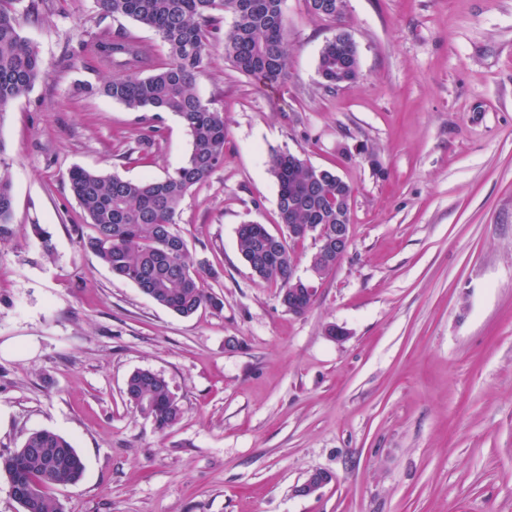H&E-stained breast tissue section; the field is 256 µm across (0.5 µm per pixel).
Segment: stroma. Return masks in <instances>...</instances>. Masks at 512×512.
Returning <instances> with one entry per match:
<instances>
[{
    "instance_id": "obj_1",
    "label": "stroma",
    "mask_w": 512,
    "mask_h": 512,
    "mask_svg": "<svg viewBox=\"0 0 512 512\" xmlns=\"http://www.w3.org/2000/svg\"><path fill=\"white\" fill-rule=\"evenodd\" d=\"M284 10L279 85L237 72L220 46L198 79L224 110V165L176 229L218 271L205 286L224 307L182 317L82 250L67 179L76 166L160 178L185 162L174 114L77 91L108 76L79 51L100 30L165 47L97 0H16L47 76L0 117L15 228L0 243V454L36 430L70 440L85 472L54 490L65 512H512V0H347L338 22L304 0ZM340 30L360 71L328 89L319 55ZM276 151L352 187L339 264L314 277V241L294 247L316 290L300 314L237 247L239 225L281 229ZM139 369L184 410L166 433L123 394ZM317 470L331 482L296 495Z\"/></svg>"
}]
</instances>
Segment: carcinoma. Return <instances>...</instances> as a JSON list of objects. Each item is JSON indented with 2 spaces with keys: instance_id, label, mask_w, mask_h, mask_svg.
I'll return each instance as SVG.
<instances>
[{
  "instance_id": "carcinoma-1",
  "label": "carcinoma",
  "mask_w": 512,
  "mask_h": 512,
  "mask_svg": "<svg viewBox=\"0 0 512 512\" xmlns=\"http://www.w3.org/2000/svg\"><path fill=\"white\" fill-rule=\"evenodd\" d=\"M314 2L309 13L337 20L346 0ZM0 0V119L5 108L45 77L35 44L22 36L10 8ZM101 10L131 19L155 32L167 50L164 61L142 43L102 30L81 42L83 53L110 71L97 87L83 91L107 97L132 111L169 112L178 116L191 137L182 166L160 179L129 180L115 174L76 167L69 172L71 192L79 201L89 232L82 248L93 253L113 275L134 284L148 296L181 316L202 308L220 310L223 300L203 287L204 277L219 278L217 270L192 259L187 243L175 230L184 198L223 167L226 130L224 110L204 100L197 77L214 46L223 44L224 60L237 72L267 87L278 85L288 68V25L283 0H98ZM232 16L230 26H218L220 15ZM318 72L328 88L359 75L355 44L340 30L323 46ZM0 143V242L14 236L13 193L8 163ZM269 171L278 185L283 224H342L351 211L336 210L338 198L350 197L347 182L336 183V172L317 168L290 152H275ZM238 250L253 274L288 288L293 264L290 243L280 246L271 261L263 243L243 225L237 230ZM125 397L133 407L152 405L151 421L164 433L182 419L184 410L171 395L166 380L150 370H137L126 381ZM84 463L69 440L50 430L30 433L21 448L0 455V474L28 490L19 502L23 512H62L52 496L58 486L75 485Z\"/></svg>"
}]
</instances>
